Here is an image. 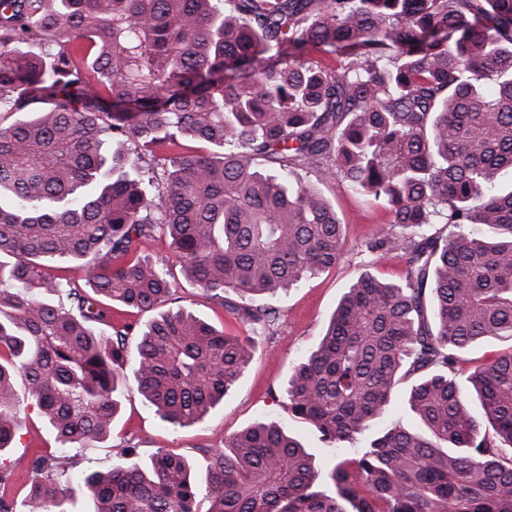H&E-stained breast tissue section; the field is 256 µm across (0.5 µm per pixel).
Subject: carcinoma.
Returning <instances> with one entry per match:
<instances>
[{
  "mask_svg": "<svg viewBox=\"0 0 512 512\" xmlns=\"http://www.w3.org/2000/svg\"><path fill=\"white\" fill-rule=\"evenodd\" d=\"M4 47L0 112L20 118L0 124V487L17 381L62 450L28 462L42 478L20 512H72L64 453L112 430L134 327L96 332L105 303L155 312L132 374L161 421L198 424L238 385L251 345L163 309L174 275L147 249L164 233L185 282L272 333V300L346 245L301 171L381 205L366 250L405 265L347 287L280 391L355 456L323 475L261 419L211 453L204 486L181 455L124 451L84 477L93 512H198L202 494L208 512H512V350L460 373L512 342V0H0ZM158 144L176 151L135 150ZM409 380L416 425L383 423ZM510 349V342H503L499 340H491L483 343L477 347H474L466 354H464V361L462 363V369L467 374L475 366L484 363L487 359L497 356L504 351Z\"/></svg>",
  "mask_w": 512,
  "mask_h": 512,
  "instance_id": "1",
  "label": "carcinoma"
}]
</instances>
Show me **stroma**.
<instances>
[{
  "mask_svg": "<svg viewBox=\"0 0 512 512\" xmlns=\"http://www.w3.org/2000/svg\"><path fill=\"white\" fill-rule=\"evenodd\" d=\"M321 190L331 199L347 226V242L341 260L278 299L282 314L270 336L253 335L249 325L224 307L185 282H178L179 305L227 334L243 340L253 339L254 357L236 389L202 423L176 431L159 419L136 387H129L110 436L81 452L76 464L68 470L78 490L74 512H92L93 509L91 499L82 489L83 473L110 469L122 449H134L141 461L149 460L157 449H171L192 461L198 479L202 480L206 477L208 451L223 447L225 438L262 418L279 422L306 447L314 449L319 470L325 472L333 467L335 457L315 428L293 418L281 402L273 400L272 395L282 388L292 365L316 344L349 284L365 272L384 280L399 279L404 264L393 253L380 262H373L365 250L366 241L387 220L383 208L369 203L338 182L322 185ZM57 451L54 436L38 409L28 406L16 435L11 460L25 463L36 456Z\"/></svg>",
  "mask_w": 512,
  "mask_h": 512,
  "instance_id": "obj_1",
  "label": "stroma"
}]
</instances>
